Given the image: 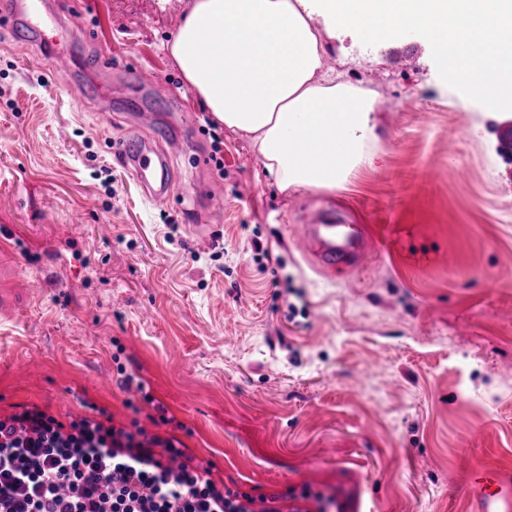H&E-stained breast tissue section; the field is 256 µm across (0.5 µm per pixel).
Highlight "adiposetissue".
Here are the masks:
<instances>
[{
  "label": "adipose tissue",
  "instance_id": "1",
  "mask_svg": "<svg viewBox=\"0 0 512 512\" xmlns=\"http://www.w3.org/2000/svg\"><path fill=\"white\" fill-rule=\"evenodd\" d=\"M308 0H193L168 45L280 191L333 192L364 163L376 100L323 66Z\"/></svg>",
  "mask_w": 512,
  "mask_h": 512
}]
</instances>
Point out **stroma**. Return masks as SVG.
Instances as JSON below:
<instances>
[{"mask_svg":"<svg viewBox=\"0 0 512 512\" xmlns=\"http://www.w3.org/2000/svg\"><path fill=\"white\" fill-rule=\"evenodd\" d=\"M38 2L70 62L51 69L54 30L0 20V414L92 405L255 495L472 512L471 465L512 471V111L461 107L421 36L367 46L317 14L325 66L377 94L376 136L336 193H283L165 49L191 0ZM186 112L206 163L172 157L160 206L112 149ZM324 209L390 230L389 256L318 271L292 226Z\"/></svg>","mask_w":512,"mask_h":512,"instance_id":"stroma-1","label":"stroma"}]
</instances>
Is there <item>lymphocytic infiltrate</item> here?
Here are the masks:
<instances>
[{"label":"lymphocytic infiltrate","instance_id":"f902f5d3","mask_svg":"<svg viewBox=\"0 0 512 512\" xmlns=\"http://www.w3.org/2000/svg\"><path fill=\"white\" fill-rule=\"evenodd\" d=\"M0 512H336L311 485L251 495L214 480L176 437L39 407L0 418Z\"/></svg>","mask_w":512,"mask_h":512}]
</instances>
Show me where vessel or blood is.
<instances>
[{
  "mask_svg": "<svg viewBox=\"0 0 512 512\" xmlns=\"http://www.w3.org/2000/svg\"><path fill=\"white\" fill-rule=\"evenodd\" d=\"M156 133L130 138L118 151L122 164L155 202L168 200V148L179 147V138H169L167 147H159ZM296 237L302 239L323 267L333 270L366 263L370 257L369 232L363 224H330L316 217L296 225ZM466 489L477 505V512H512V475L492 466L473 465Z\"/></svg>",
  "mask_w": 512,
  "mask_h": 512,
  "instance_id": "vessel-or-blood-1",
  "label": "vessel or blood"
}]
</instances>
